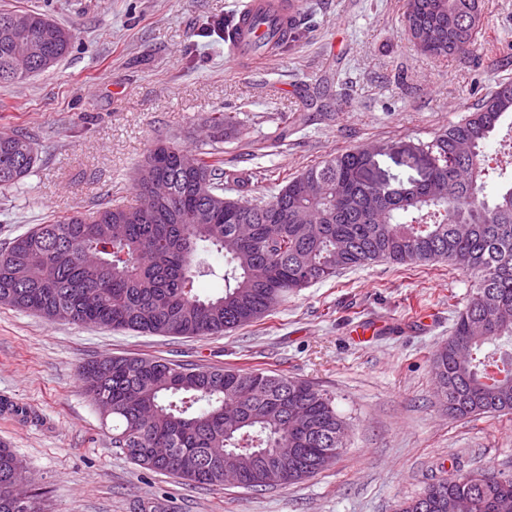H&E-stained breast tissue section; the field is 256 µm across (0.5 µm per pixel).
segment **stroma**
Listing matches in <instances>:
<instances>
[{"instance_id":"obj_1","label":"stroma","mask_w":512,"mask_h":512,"mask_svg":"<svg viewBox=\"0 0 512 512\" xmlns=\"http://www.w3.org/2000/svg\"><path fill=\"white\" fill-rule=\"evenodd\" d=\"M242 0H0L47 12L71 52L21 83L0 84V132L29 135L37 161L0 190V249L37 224L135 197L157 139L194 147L205 120L234 116L224 166L268 198L309 165L377 142L429 140L512 80V0H484L474 50L430 57L410 42L406 0H303L300 38L253 69L200 37ZM472 295L448 265L377 263L288 296L263 319L212 336L164 337L0 306V441L43 490V512H393L451 475L512 478V417L449 418L432 354ZM378 326L368 342L352 331ZM141 356L258 368L329 393L350 428L329 469L284 488L209 487L142 469L110 441L80 365Z\"/></svg>"}]
</instances>
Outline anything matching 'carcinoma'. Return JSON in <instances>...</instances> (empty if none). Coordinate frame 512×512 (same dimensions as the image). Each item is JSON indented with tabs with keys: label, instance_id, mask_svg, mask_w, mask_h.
<instances>
[{
	"label": "carcinoma",
	"instance_id": "1",
	"mask_svg": "<svg viewBox=\"0 0 512 512\" xmlns=\"http://www.w3.org/2000/svg\"><path fill=\"white\" fill-rule=\"evenodd\" d=\"M24 17L58 34L54 60L72 49V32L43 13L0 10V83L23 71L16 54ZM483 0H407L404 25L421 52H470L482 29ZM300 21L271 49L285 53ZM512 127V81L430 141L347 149L288 179L267 200L224 195L221 144L235 132L222 112L207 120V148L184 169L185 148L159 140L136 177L139 204L76 210L37 224L0 250V305L74 324L94 323L162 336H208L250 325L291 293L342 269L375 262L441 261L469 275L473 296L434 354L437 389L448 415L512 414V182L486 195L485 148ZM36 162L26 135L0 134V189L19 184ZM224 254L219 273L206 254ZM224 281L201 297L198 278ZM79 367L88 396L112 418L111 444L139 467L188 482L222 486L228 472L252 488L287 486L332 464L347 423L314 384L260 369L190 366L112 356ZM23 460L0 443V512H18L7 484ZM450 476L394 512H512V478Z\"/></svg>",
	"mask_w": 512,
	"mask_h": 512
}]
</instances>
